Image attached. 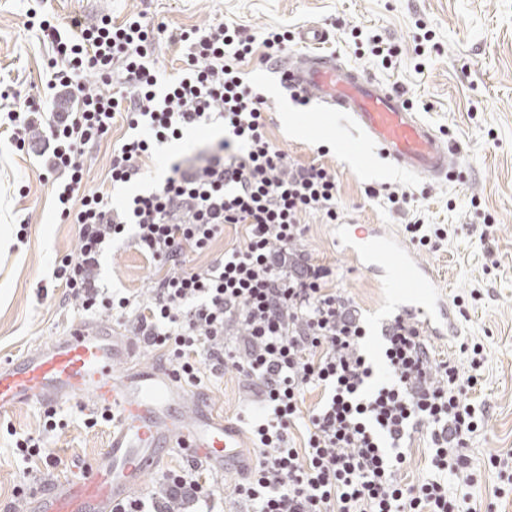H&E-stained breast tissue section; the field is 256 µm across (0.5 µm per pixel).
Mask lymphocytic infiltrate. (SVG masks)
Instances as JSON below:
<instances>
[{"label":"lymphocytic infiltrate","instance_id":"1","mask_svg":"<svg viewBox=\"0 0 512 512\" xmlns=\"http://www.w3.org/2000/svg\"><path fill=\"white\" fill-rule=\"evenodd\" d=\"M38 32L53 49L45 101L15 103L4 118L13 149L36 156L40 178L51 182L60 222L75 227L77 248L52 277L74 309L128 326L187 384L230 366L243 376L255 396V450L234 495L250 512H471L448 484L475 483L469 442L488 407L469 393L483 347L461 344L469 366L460 368L433 355L419 325L400 313L382 331V363L367 353L359 308L335 288L334 268L313 259L301 222L317 213L336 223L337 172L295 161L271 141L266 100L242 74L253 59L277 67L290 31L268 29L258 42L241 25L172 29L140 13L119 24L106 14L90 24L75 16L65 31L44 20ZM163 37L182 53L169 79L155 58ZM118 118L127 130L107 176L83 192L86 149ZM217 121L220 137L163 161L162 145ZM161 166L165 176L153 177ZM147 178L149 191L113 205L114 190ZM228 226L240 228V241L186 269L187 254L209 252ZM125 237L163 270L139 295L101 282L108 247ZM311 390L319 398L309 406ZM418 433L431 474L415 481L407 447ZM161 486L116 512H213L211 474L195 461Z\"/></svg>","mask_w":512,"mask_h":512}]
</instances>
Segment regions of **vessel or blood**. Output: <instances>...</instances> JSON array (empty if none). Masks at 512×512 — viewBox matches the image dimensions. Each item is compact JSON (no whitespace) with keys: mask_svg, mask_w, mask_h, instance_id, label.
<instances>
[{"mask_svg":"<svg viewBox=\"0 0 512 512\" xmlns=\"http://www.w3.org/2000/svg\"><path fill=\"white\" fill-rule=\"evenodd\" d=\"M299 37L316 50L284 57L280 70L286 88L317 102L325 115L349 120L364 142L396 167L447 177L453 164L449 147L398 91L340 55L318 51L328 38L321 26L308 25ZM335 243L380 285L406 295L403 311L426 335H458V313L439 291L432 267L384 226L336 225ZM142 352L124 329L81 320L68 333L0 362V415L79 396L113 415L107 445L88 474L48 485L29 501L28 512H112L141 492L146 477L178 450L218 474L249 467L239 427L206 408L170 370L142 365Z\"/></svg>","mask_w":512,"mask_h":512,"instance_id":"b4317fda","label":"vessel or blood"}]
</instances>
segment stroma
<instances>
[{"label":"stroma","mask_w":512,"mask_h":512,"mask_svg":"<svg viewBox=\"0 0 512 512\" xmlns=\"http://www.w3.org/2000/svg\"><path fill=\"white\" fill-rule=\"evenodd\" d=\"M37 19L61 23L78 14L92 22L101 15L122 21L142 12L169 27H207L216 21L245 25L262 38L266 29L299 32L309 24L324 27L326 52L368 76L404 92L422 119L453 149L450 177L429 180L392 166L379 152L357 145L347 123L322 122L315 105L294 102L274 83L272 74L246 66L247 78L267 97L269 135L302 163L322 159L338 174L342 222L384 224L403 235L406 215L383 199L365 194L368 186L388 185L410 193L425 223L444 224L448 240L419 258L437 274L447 299L466 297L460 337L431 340L436 354L458 356L464 343H481L484 369L472 393L486 401V431L470 441L477 480L474 512H512V494L495 497L501 481L491 455L512 448V0H0V93L38 95L49 45L24 27L28 9ZM359 28L361 42L372 36L397 45L395 68H383L372 55L358 56L350 35ZM310 115L308 133L293 135L284 114ZM125 132L114 125L110 137L87 149V188H97L110 165L112 148ZM27 196H19L20 185ZM28 222L25 243H14L20 222ZM306 247L317 261L336 270L337 288L362 309L369 347L381 343V328L405 304L396 290L381 287L343 254L333 225L316 215L305 217ZM73 225L59 223L51 185L40 181L35 160L14 152L0 134V361L16 358L36 344L66 333L80 315L51 276L57 258L74 252ZM159 272L133 241L114 243L107 252L102 278L111 288L133 294L149 288ZM210 406L227 418H243L248 396L236 371L202 380ZM46 408L22 407L0 417V512H9L18 487L44 485L43 465L26 467L11 449L12 432L39 438L59 457L54 477L78 474L93 464L106 445L108 426L86 427L77 402L57 405L58 427L44 429Z\"/></svg>","instance_id":"1"}]
</instances>
